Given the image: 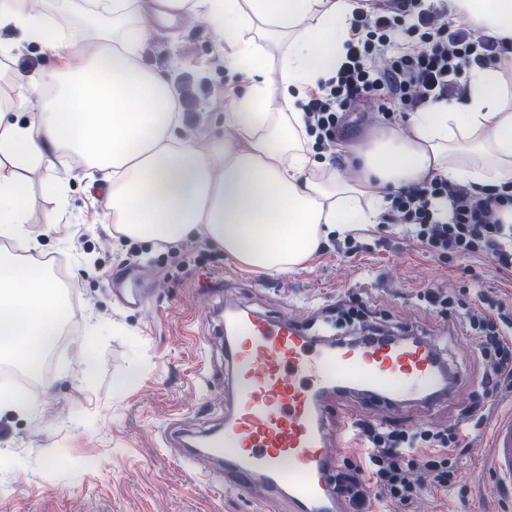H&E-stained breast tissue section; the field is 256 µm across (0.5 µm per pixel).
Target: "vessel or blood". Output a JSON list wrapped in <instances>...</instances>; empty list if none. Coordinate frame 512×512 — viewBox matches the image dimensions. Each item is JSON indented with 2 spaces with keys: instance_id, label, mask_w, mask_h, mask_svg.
<instances>
[{
  "instance_id": "b4317fda",
  "label": "vessel or blood",
  "mask_w": 512,
  "mask_h": 512,
  "mask_svg": "<svg viewBox=\"0 0 512 512\" xmlns=\"http://www.w3.org/2000/svg\"><path fill=\"white\" fill-rule=\"evenodd\" d=\"M224 356L234 398L223 428L199 433L200 455L224 468L236 489L284 497L290 512H351L329 486L327 409L358 394L400 412L406 396L453 401L461 374L434 341L332 343L299 322L235 306L224 310ZM492 472L512 495V411L490 431Z\"/></svg>"
}]
</instances>
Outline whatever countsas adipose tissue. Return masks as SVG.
Instances as JSON below:
<instances>
[{
	"label": "adipose tissue",
	"mask_w": 512,
	"mask_h": 512,
	"mask_svg": "<svg viewBox=\"0 0 512 512\" xmlns=\"http://www.w3.org/2000/svg\"><path fill=\"white\" fill-rule=\"evenodd\" d=\"M54 11L0 0V354L27 368L56 345L70 308L66 290L36 260L26 173L52 157L81 156L112 171L104 193L116 232L178 242L201 237L238 264L267 274L303 265L329 233L381 223L389 194L441 177L460 185L512 181V0H442L449 20L503 39L491 65L469 74L463 102L412 113L355 161L330 169L300 141L301 102L335 75L356 38L358 0H54ZM206 20L222 40L224 67L263 68L284 44L276 83L246 77L224 123L237 136L196 147L172 83L140 63L150 31L139 16ZM54 53L47 72L9 67L23 44ZM27 114L19 122L18 114Z\"/></svg>",
	"instance_id": "adipose-tissue-1"
}]
</instances>
